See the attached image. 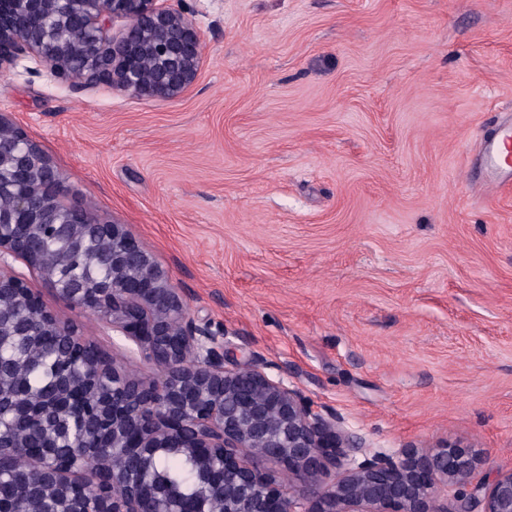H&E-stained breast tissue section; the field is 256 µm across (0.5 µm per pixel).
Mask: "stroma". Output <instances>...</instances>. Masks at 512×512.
Masks as SVG:
<instances>
[{
  "instance_id": "1",
  "label": "stroma",
  "mask_w": 512,
  "mask_h": 512,
  "mask_svg": "<svg viewBox=\"0 0 512 512\" xmlns=\"http://www.w3.org/2000/svg\"><path fill=\"white\" fill-rule=\"evenodd\" d=\"M203 42L195 82L140 98L0 68V116L62 198L125 225L198 322L374 452L512 469V190L480 192L512 118V0H161ZM44 304L154 371L25 261Z\"/></svg>"
}]
</instances>
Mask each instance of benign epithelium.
Returning <instances> with one entry per match:
<instances>
[{
  "label": "benign epithelium",
  "instance_id": "7a95c632",
  "mask_svg": "<svg viewBox=\"0 0 512 512\" xmlns=\"http://www.w3.org/2000/svg\"><path fill=\"white\" fill-rule=\"evenodd\" d=\"M59 0H0V71L32 54L63 75L88 84L121 87L144 98H174L195 81L202 40L184 14L159 0H68L90 36L80 46L51 37L45 27ZM126 22L111 33L117 20ZM155 58L150 76L137 59ZM0 338L64 336L84 345L78 329L48 309L25 281L8 271L6 257L24 260L59 297L97 315L136 346L156 371L126 373L109 357L90 358L63 375L37 402L10 388L13 364L0 357V416L44 421L63 409L95 433L66 454L37 450L0 432L7 448L31 455L36 476L25 512H153L142 487L150 480L146 450L181 448L198 462L209 494L222 512H512V470L476 483L486 461L457 445L395 455L367 453L364 444L297 389L273 379L259 361L228 357L224 333L190 316L165 271L122 224L100 221L86 209L60 202L61 180L49 158L20 127L0 117ZM63 254L105 260L97 280L60 275L46 245ZM363 460L336 477V456ZM282 466L295 480L283 486L263 463ZM112 486L98 498L88 489ZM452 495L453 507L439 503Z\"/></svg>",
  "mask_w": 512,
  "mask_h": 512
}]
</instances>
